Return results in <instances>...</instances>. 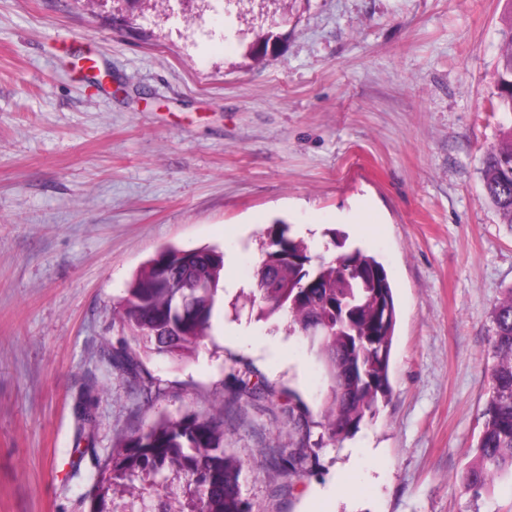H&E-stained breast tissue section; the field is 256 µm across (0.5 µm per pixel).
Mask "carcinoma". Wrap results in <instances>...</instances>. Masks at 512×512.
I'll use <instances>...</instances> for the list:
<instances>
[{
  "instance_id": "1",
  "label": "carcinoma",
  "mask_w": 512,
  "mask_h": 512,
  "mask_svg": "<svg viewBox=\"0 0 512 512\" xmlns=\"http://www.w3.org/2000/svg\"><path fill=\"white\" fill-rule=\"evenodd\" d=\"M500 30L502 52L497 100L492 111L512 115V0ZM486 196L512 224V126L485 155ZM267 242L249 295L259 319L288 315L289 330L308 340L327 381L320 420L288 414L287 448L269 463L277 475L294 471L308 447L311 427L333 442L353 436L379 412L391 393L390 356L396 325L391 281L384 265L365 250L331 232L336 256L313 260L307 243L282 222L267 229ZM223 255L208 248L167 247L132 279L116 314L136 345L146 352L181 358L208 336ZM490 390L474 461L462 489L479 500L495 484L512 478V288L492 310ZM266 382L244 379L224 389L221 406L180 418L161 415L114 446L101 469L91 512H250L241 495L242 462L224 447V411L243 398L273 399Z\"/></svg>"
}]
</instances>
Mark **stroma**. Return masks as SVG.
Instances as JSON below:
<instances>
[{"instance_id":"stroma-1","label":"stroma","mask_w":512,"mask_h":512,"mask_svg":"<svg viewBox=\"0 0 512 512\" xmlns=\"http://www.w3.org/2000/svg\"><path fill=\"white\" fill-rule=\"evenodd\" d=\"M505 0H0V512H89L118 439L205 412L236 378L274 401L224 413L251 512H512L473 502L491 312L512 226L486 198ZM266 46L263 59L252 50ZM324 255L345 231L384 265L389 398L343 443L313 428L297 473L266 470L284 408L326 382L288 320L257 319L275 220ZM224 255L209 336L113 361L114 309L167 245Z\"/></svg>"}]
</instances>
